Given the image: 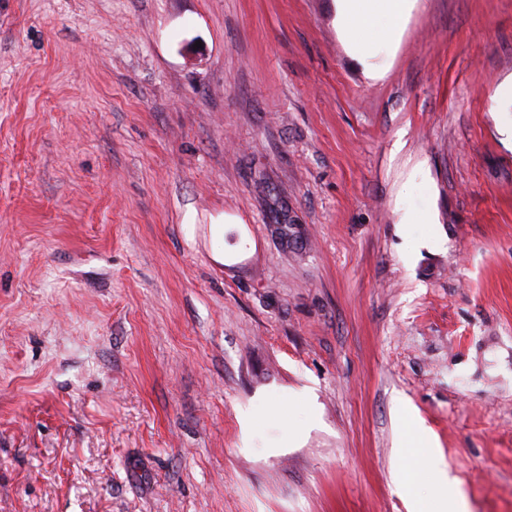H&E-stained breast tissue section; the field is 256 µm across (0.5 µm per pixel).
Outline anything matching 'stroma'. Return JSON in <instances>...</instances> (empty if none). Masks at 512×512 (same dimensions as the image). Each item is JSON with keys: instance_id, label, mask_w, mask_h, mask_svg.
Wrapping results in <instances>:
<instances>
[{"instance_id": "obj_1", "label": "stroma", "mask_w": 512, "mask_h": 512, "mask_svg": "<svg viewBox=\"0 0 512 512\" xmlns=\"http://www.w3.org/2000/svg\"><path fill=\"white\" fill-rule=\"evenodd\" d=\"M511 75L512 0L367 66L333 0H0V512H512Z\"/></svg>"}]
</instances>
